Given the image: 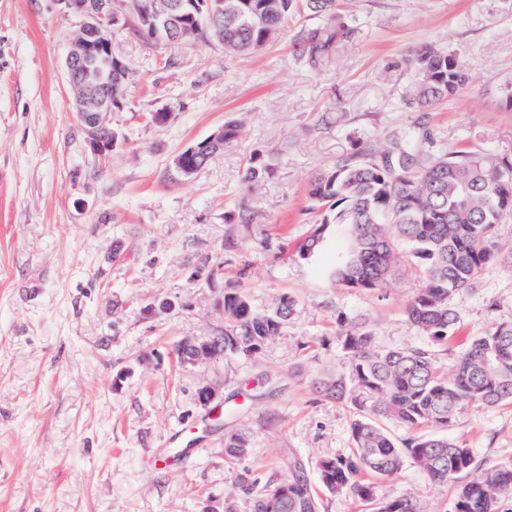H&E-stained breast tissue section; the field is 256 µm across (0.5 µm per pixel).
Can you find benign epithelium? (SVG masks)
<instances>
[{"mask_svg": "<svg viewBox=\"0 0 512 512\" xmlns=\"http://www.w3.org/2000/svg\"><path fill=\"white\" fill-rule=\"evenodd\" d=\"M76 20L66 59V76L71 90H80L75 111L89 150L100 157L112 151L99 133L112 130L106 116L118 99L112 97V85H125L129 70L112 49V28L120 21L116 0H54ZM141 22H151L155 40L179 41L169 29V20L156 12V0H121Z\"/></svg>", "mask_w": 512, "mask_h": 512, "instance_id": "benign-epithelium-1", "label": "benign epithelium"}]
</instances>
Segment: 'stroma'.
Wrapping results in <instances>:
<instances>
[{
	"label": "stroma",
	"mask_w": 512,
	"mask_h": 512,
	"mask_svg": "<svg viewBox=\"0 0 512 512\" xmlns=\"http://www.w3.org/2000/svg\"><path fill=\"white\" fill-rule=\"evenodd\" d=\"M356 33L309 68L299 31L306 11L250 54L213 37L149 39L132 16L112 30L130 71L110 115L123 141L104 157L86 147L64 73L75 20L53 0H0V512H250L236 485L249 473L268 491L305 462L319 512H376L412 498L421 512H455V485L405 461L375 482V499L327 491L323 460L352 453L348 405L313 383L348 370L340 318L365 323L378 348L426 346L451 372L465 337L512 323V214L498 224L494 260L452 300L454 338L434 342L408 321L422 285L399 249L400 272L380 287L346 288L334 270L345 232L324 224L308 192L356 145L405 133L410 60L425 46L452 51L467 81L437 103L438 146L512 156V0H339ZM163 122H154L156 113ZM234 121L238 136L184 178V148ZM266 180L245 185L255 160ZM247 210L251 223L238 221ZM320 232L308 257L298 245ZM215 269L210 281L197 268ZM255 309L281 297L294 312L247 357L180 363L175 347L224 330V292ZM171 309H163V302ZM216 398L202 404L198 390ZM242 433L249 451L229 456ZM476 467L512 463V402L468 404L448 428ZM168 458L157 470L151 459Z\"/></svg>",
	"instance_id": "1"
}]
</instances>
